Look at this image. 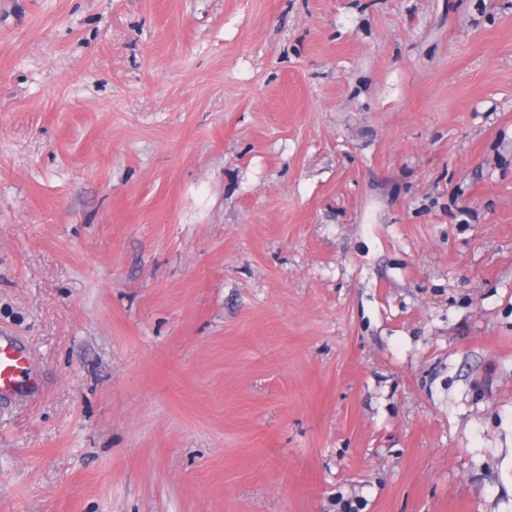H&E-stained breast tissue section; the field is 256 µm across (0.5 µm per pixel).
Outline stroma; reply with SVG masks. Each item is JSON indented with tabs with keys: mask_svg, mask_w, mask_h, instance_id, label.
Returning a JSON list of instances; mask_svg holds the SVG:
<instances>
[{
	"mask_svg": "<svg viewBox=\"0 0 512 512\" xmlns=\"http://www.w3.org/2000/svg\"><path fill=\"white\" fill-rule=\"evenodd\" d=\"M0 512H512V0H0ZM33 377L22 347L0 336V400L22 395L32 388Z\"/></svg>",
	"mask_w": 512,
	"mask_h": 512,
	"instance_id": "35a3bbf8",
	"label": "stroma"
}]
</instances>
